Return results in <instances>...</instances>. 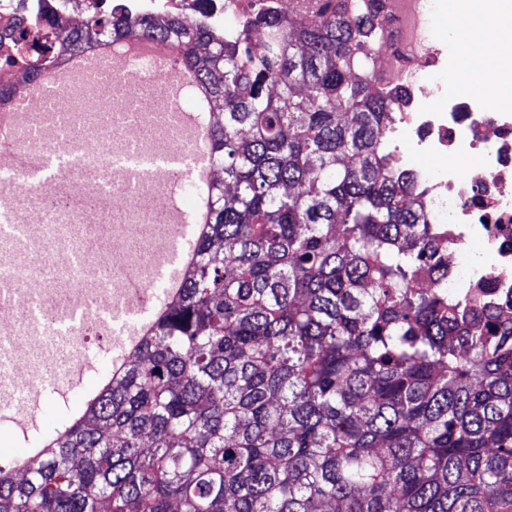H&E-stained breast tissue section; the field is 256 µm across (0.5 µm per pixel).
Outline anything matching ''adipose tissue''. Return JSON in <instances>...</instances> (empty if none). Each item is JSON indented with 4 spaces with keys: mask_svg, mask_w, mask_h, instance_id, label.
Here are the masks:
<instances>
[{
    "mask_svg": "<svg viewBox=\"0 0 512 512\" xmlns=\"http://www.w3.org/2000/svg\"><path fill=\"white\" fill-rule=\"evenodd\" d=\"M450 18L457 20L454 39L461 48L465 75L469 81H480L487 69H494L496 77L490 87L496 101H512V54L495 53L474 41L468 23L477 16H492L503 37L512 36V0H447Z\"/></svg>",
    "mask_w": 512,
    "mask_h": 512,
    "instance_id": "obj_1",
    "label": "adipose tissue"
}]
</instances>
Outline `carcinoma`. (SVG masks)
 <instances>
[{
  "instance_id": "carcinoma-1",
  "label": "carcinoma",
  "mask_w": 512,
  "mask_h": 512,
  "mask_svg": "<svg viewBox=\"0 0 512 512\" xmlns=\"http://www.w3.org/2000/svg\"><path fill=\"white\" fill-rule=\"evenodd\" d=\"M133 31L181 44L223 179L134 358L0 468V512H512V304L448 296V226L382 142L379 12L222 42L100 15L69 46Z\"/></svg>"
}]
</instances>
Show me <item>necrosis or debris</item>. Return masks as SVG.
Listing matches in <instances>:
<instances>
[{"label":"necrosis or debris","instance_id":"4bbe7bcc","mask_svg":"<svg viewBox=\"0 0 512 512\" xmlns=\"http://www.w3.org/2000/svg\"><path fill=\"white\" fill-rule=\"evenodd\" d=\"M438 0H378L382 16L379 41L370 49L373 70L380 84L395 91L397 120L386 134L394 163L407 167L412 156L437 159L431 170H416L427 188L435 223L447 225L454 246L449 254L448 290L465 294L473 287L492 289L501 300L512 298V104L488 106L483 96H469L442 87L452 64L444 43L432 33ZM328 0H0V113L27 98L32 85L29 58L50 46L56 68L71 58L65 37L94 15L179 16L204 21L216 38L236 33L241 18L272 9L281 18L305 21L327 6ZM151 68L149 56H138L122 73L105 71L91 80H77L59 90L52 106L32 112L15 136L26 151L59 161L61 182L72 193L99 197L98 184L84 182V172H95L111 196L126 210L143 212L145 206L161 210L164 196L152 190L151 159L141 158L132 168L113 162L128 145L130 128L119 124L133 94L162 82ZM442 89L446 107L430 109L427 100ZM80 125L83 135L69 140L63 127ZM15 209L25 210L32 193L42 192L49 215L61 225L33 245L0 277V298L29 300L27 289L42 285L41 301L53 313L79 312L84 320L70 341L75 350L87 351L94 339L105 335L103 318L122 302L120 286L100 288L95 274L104 270L103 255L113 240L124 247L120 254L124 273L152 286L150 270L161 239L173 230L158 224H115L111 237L100 244L89 241L79 214L57 198L55 186L33 182L27 170L11 171L0 182ZM1 316H11V340L34 342L30 371L19 384L40 390L41 372L53 359L46 338L35 335L15 308L0 305Z\"/></svg>","mask_w":512,"mask_h":512}]
</instances>
